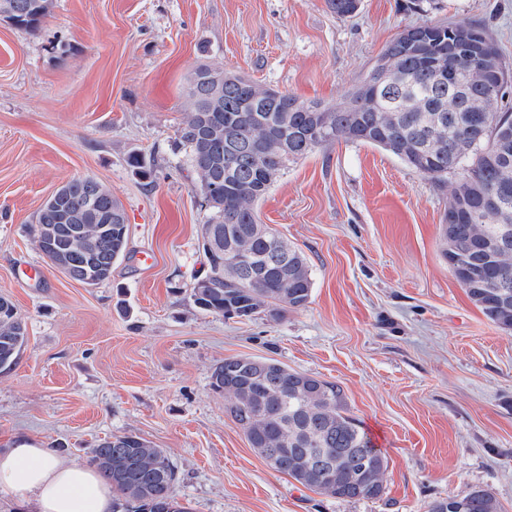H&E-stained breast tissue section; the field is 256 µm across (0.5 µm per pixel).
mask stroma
<instances>
[{
    "instance_id": "obj_1",
    "label": "stroma",
    "mask_w": 512,
    "mask_h": 512,
    "mask_svg": "<svg viewBox=\"0 0 512 512\" xmlns=\"http://www.w3.org/2000/svg\"><path fill=\"white\" fill-rule=\"evenodd\" d=\"M483 26L512 70V0H54L29 31L0 20V296L28 342L0 376V448H89L132 433L166 451L191 512H427L490 489L512 512V334L469 300L441 253L443 182L339 141L289 166L258 206L306 257V307L227 319L198 309L209 211L174 149L190 78L220 65L305 101L343 102L406 26ZM90 176L127 214V254L89 288L30 227ZM338 382L385 453V493L343 501L272 469L210 386L224 358Z\"/></svg>"
}]
</instances>
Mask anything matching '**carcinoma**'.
<instances>
[{"label":"carcinoma","mask_w":512,"mask_h":512,"mask_svg":"<svg viewBox=\"0 0 512 512\" xmlns=\"http://www.w3.org/2000/svg\"><path fill=\"white\" fill-rule=\"evenodd\" d=\"M360 0H326L328 9L351 16ZM33 0H16L15 19L21 27L36 29ZM469 44L474 51L492 44L485 29L471 22L420 25L412 33L400 32L383 49L369 72L384 68L389 53L400 55L397 71L381 88V109L363 112L358 103L365 91L360 81L342 104L321 117L316 101H303L290 109L296 96L275 91L262 107L251 102L255 82L229 73L224 79V107L219 112L184 113L176 129L174 145L185 150L188 166L199 181L210 180L224 191L219 206L209 207L202 225L203 254L207 272L218 265L225 270L241 253L249 254L246 271L221 275L212 287L193 299L196 307L228 318L266 313L273 318L310 302L312 282L305 256L274 229L258 222L256 205L288 165L318 148L339 140L387 150L417 172L441 181L448 170V134H465L475 111L488 113L483 135L469 145L458 163V178L448 194L445 225L462 238L476 224L468 263L483 260L486 239L498 236L499 224L484 215L486 196L501 191L494 164L497 138L512 139V114L495 115L498 95L482 100L478 109L448 111V98L474 100L482 91L452 76L438 77L441 63L448 62V46ZM440 119L441 137L427 143L424 127L432 117ZM267 142L266 160L255 162L256 144ZM89 198L106 214L120 213L100 229L98 224H63L56 215L39 211L32 227L38 250L52 244L61 252L65 274L77 282L99 285L111 279L116 260L124 255L128 239L126 214L121 203L89 177L71 180L61 202L64 212H79ZM487 288L461 284L470 301L502 330L512 333V239L501 241V265L482 268ZM263 284L251 287V279ZM27 328L15 304L0 297V375L17 364L27 344ZM211 387L224 395L226 411L246 435L249 444L271 468L321 495L342 500L382 496L381 474L386 455L356 419L347 413L340 384L288 370L273 360L234 356L217 363ZM87 462L112 485L118 497L113 508L123 512H188L174 494L176 471L163 449L134 434L114 435L89 449ZM428 512H501L488 488L459 497L436 500Z\"/></svg>","instance_id":"obj_1"}]
</instances>
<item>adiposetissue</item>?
I'll return each mask as SVG.
<instances>
[{"instance_id": "adipose-tissue-1", "label": "adipose tissue", "mask_w": 512, "mask_h": 512, "mask_svg": "<svg viewBox=\"0 0 512 512\" xmlns=\"http://www.w3.org/2000/svg\"><path fill=\"white\" fill-rule=\"evenodd\" d=\"M0 492L29 512H112V492L92 468L47 448L1 450Z\"/></svg>"}]
</instances>
